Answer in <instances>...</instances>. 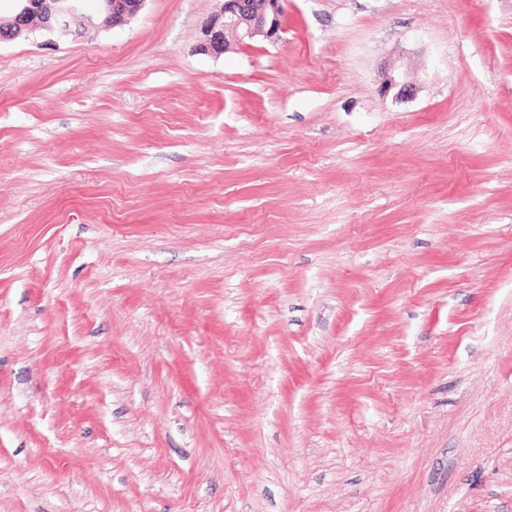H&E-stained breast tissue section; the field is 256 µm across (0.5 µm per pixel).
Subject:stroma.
Here are the masks:
<instances>
[{
	"instance_id": "35a3bbf8",
	"label": "stroma",
	"mask_w": 512,
	"mask_h": 512,
	"mask_svg": "<svg viewBox=\"0 0 512 512\" xmlns=\"http://www.w3.org/2000/svg\"><path fill=\"white\" fill-rule=\"evenodd\" d=\"M222 4L0 43V512H512V0ZM284 0H224L218 14L202 28L199 51L214 57L230 49L232 42L248 44L257 38L271 43L283 39ZM392 89H397L396 96L400 98H408L414 94L413 85L406 81L401 73L397 72L393 68H390L384 71L380 90L384 93H388Z\"/></svg>"
}]
</instances>
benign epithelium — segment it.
<instances>
[{
  "label": "benign epithelium",
  "instance_id": "1",
  "mask_svg": "<svg viewBox=\"0 0 512 512\" xmlns=\"http://www.w3.org/2000/svg\"><path fill=\"white\" fill-rule=\"evenodd\" d=\"M17 11L8 21L0 20V42L20 38L30 32V23L37 19L44 30L66 35L71 18L86 0H16ZM102 26L110 29L134 17L145 0H99ZM284 0H224L221 11L211 16L202 28L199 51L214 57L224 54L231 44L243 45L257 38L271 43L282 40ZM408 98L414 94L411 83L390 68L384 71L380 90Z\"/></svg>",
  "mask_w": 512,
  "mask_h": 512
}]
</instances>
